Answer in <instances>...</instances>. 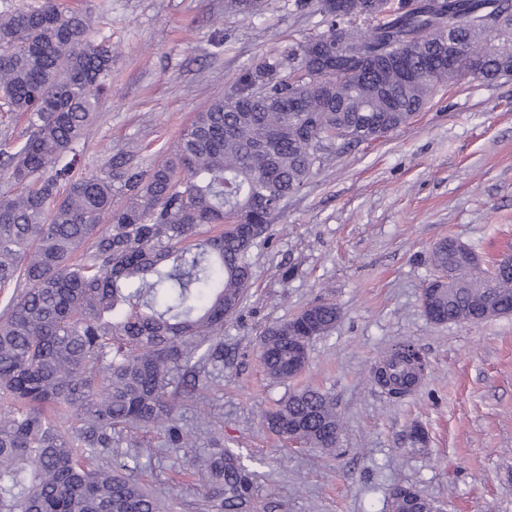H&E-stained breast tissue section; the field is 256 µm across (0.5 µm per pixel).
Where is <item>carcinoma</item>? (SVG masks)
Returning a JSON list of instances; mask_svg holds the SVG:
<instances>
[{
    "label": "carcinoma",
    "mask_w": 512,
    "mask_h": 512,
    "mask_svg": "<svg viewBox=\"0 0 512 512\" xmlns=\"http://www.w3.org/2000/svg\"><path fill=\"white\" fill-rule=\"evenodd\" d=\"M330 2L318 0L325 35L246 70L165 159L81 175L68 155L99 111L112 45L90 39L89 17L60 0L0 10V108L27 116L30 129L19 147L0 149L15 187L0 197V288L21 287L0 313V512H174L172 495L136 477L148 448L122 435L159 428L167 448L193 447L182 398L208 367L224 366V321L246 297L251 252L274 215L324 151L387 136L464 76L448 72L437 32L482 57L480 81L512 78V0ZM322 57L339 58L325 79L310 68ZM294 101L301 111H290ZM432 263L430 321L512 315V265L490 270L446 241ZM339 318L322 302L266 328L267 376L294 378L288 364L308 362L297 339L326 336ZM425 370L402 345L375 378L400 398ZM263 423L323 450L340 432L332 398L311 387ZM117 451L127 462L116 469ZM190 467L205 487L194 512H250L253 475L237 457L214 448Z\"/></svg>",
    "instance_id": "obj_1"
}]
</instances>
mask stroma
Segmentation results:
<instances>
[{"mask_svg":"<svg viewBox=\"0 0 512 512\" xmlns=\"http://www.w3.org/2000/svg\"><path fill=\"white\" fill-rule=\"evenodd\" d=\"M64 2L90 12L94 35L116 48L78 146L81 172L113 160L148 169L245 69L326 30L315 0H261L254 14L226 0ZM449 238L487 263L512 248V79L459 80L387 137L328 149L253 249L247 297L224 324V370L181 414L188 430L216 417L225 450L253 474L254 512H391L399 484L435 512H512V316L427 318L430 253ZM318 301L339 307L335 329L310 342L301 374L270 381L256 338ZM402 344L427 369L395 402L371 371ZM304 386L336 403L335 451L291 446L262 423ZM415 426L425 444L410 443ZM135 437L154 450L141 478L192 512L203 487L186 469L208 437L172 454L160 430Z\"/></svg>","mask_w":512,"mask_h":512,"instance_id":"stroma-1","label":"stroma"}]
</instances>
